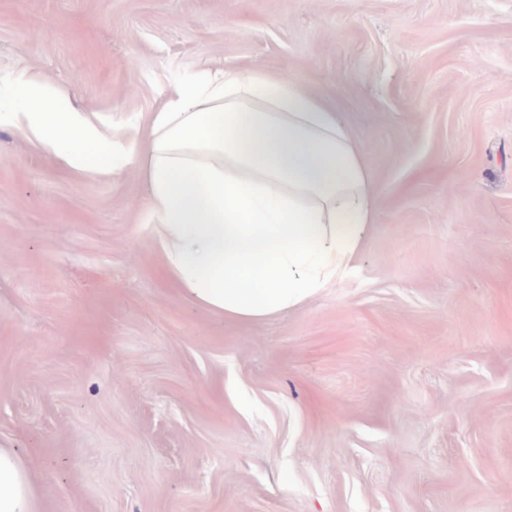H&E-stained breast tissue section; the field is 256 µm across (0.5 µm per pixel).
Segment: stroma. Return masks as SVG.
Instances as JSON below:
<instances>
[{"instance_id":"1","label":"stroma","mask_w":512,"mask_h":512,"mask_svg":"<svg viewBox=\"0 0 512 512\" xmlns=\"http://www.w3.org/2000/svg\"><path fill=\"white\" fill-rule=\"evenodd\" d=\"M222 68L335 95L380 190L353 274L214 315L137 168L1 128L0 443L46 512H512V0H0V89L116 136Z\"/></svg>"}]
</instances>
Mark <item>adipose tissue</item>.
Segmentation results:
<instances>
[{"mask_svg": "<svg viewBox=\"0 0 512 512\" xmlns=\"http://www.w3.org/2000/svg\"><path fill=\"white\" fill-rule=\"evenodd\" d=\"M1 127L74 171L140 169L167 277L227 318L305 305L351 273L377 218L372 172L340 112L264 70L177 86L131 140L23 71L0 93ZM0 512H45L35 468L1 444Z\"/></svg>", "mask_w": 512, "mask_h": 512, "instance_id": "ef3b65f1", "label": "adipose tissue"}]
</instances>
